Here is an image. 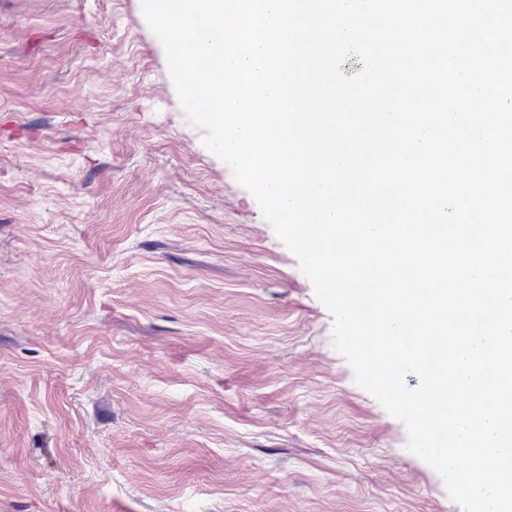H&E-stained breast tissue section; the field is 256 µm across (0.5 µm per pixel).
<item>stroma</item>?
<instances>
[{
	"label": "stroma",
	"instance_id": "35a3bbf8",
	"mask_svg": "<svg viewBox=\"0 0 512 512\" xmlns=\"http://www.w3.org/2000/svg\"><path fill=\"white\" fill-rule=\"evenodd\" d=\"M407 440L141 0H0V512H462Z\"/></svg>",
	"mask_w": 512,
	"mask_h": 512
}]
</instances>
